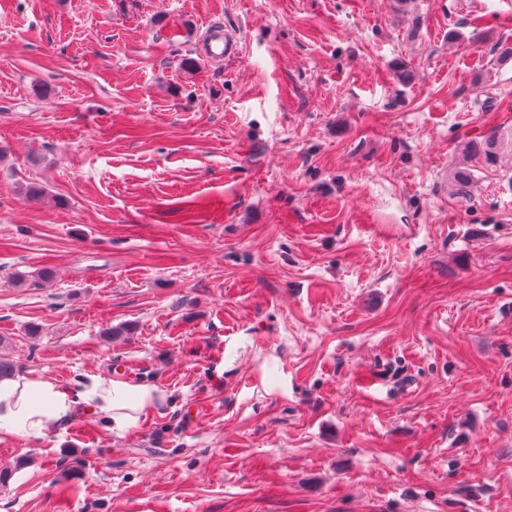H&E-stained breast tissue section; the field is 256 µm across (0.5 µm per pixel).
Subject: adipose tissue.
<instances>
[{"label":"adipose tissue","mask_w":512,"mask_h":512,"mask_svg":"<svg viewBox=\"0 0 512 512\" xmlns=\"http://www.w3.org/2000/svg\"><path fill=\"white\" fill-rule=\"evenodd\" d=\"M162 399L150 384L133 385L95 372L84 373L70 387L44 376L0 379V435L40 439L69 421L77 410L100 418L106 428L123 434Z\"/></svg>","instance_id":"obj_1"}]
</instances>
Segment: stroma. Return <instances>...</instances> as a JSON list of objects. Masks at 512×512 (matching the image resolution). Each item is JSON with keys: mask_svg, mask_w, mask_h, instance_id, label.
<instances>
[{"mask_svg": "<svg viewBox=\"0 0 512 512\" xmlns=\"http://www.w3.org/2000/svg\"><path fill=\"white\" fill-rule=\"evenodd\" d=\"M507 47L512 0H0V353L166 395L1 437L0 512H512ZM206 35L200 54L206 59L223 61L235 56L236 44L232 32L220 24H206Z\"/></svg>", "mask_w": 512, "mask_h": 512, "instance_id": "1", "label": "stroma"}]
</instances>
